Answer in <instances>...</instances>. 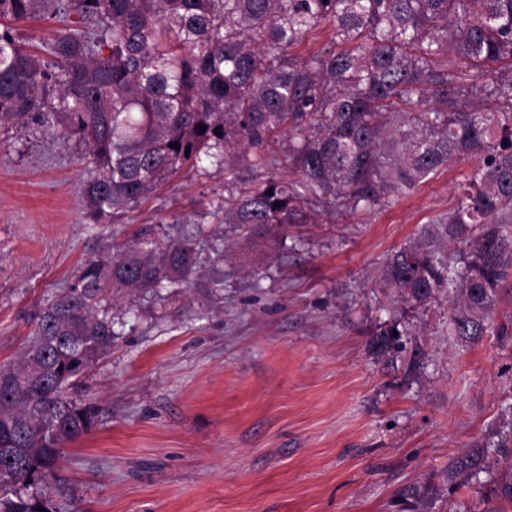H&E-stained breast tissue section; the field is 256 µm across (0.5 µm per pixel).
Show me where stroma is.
Returning a JSON list of instances; mask_svg holds the SVG:
<instances>
[{
    "instance_id": "stroma-1",
    "label": "stroma",
    "mask_w": 512,
    "mask_h": 512,
    "mask_svg": "<svg viewBox=\"0 0 512 512\" xmlns=\"http://www.w3.org/2000/svg\"><path fill=\"white\" fill-rule=\"evenodd\" d=\"M474 165L220 258L237 236L206 205L223 173L180 175L96 224L79 144L0 128V365L107 245L145 229L160 244L194 237L199 256L192 287L114 295L112 348L77 388L97 417L59 461L60 512H506L496 443L512 432V335L462 341L451 296L403 303L382 281L388 255L456 206ZM392 319L403 349L377 354L370 335ZM478 442L483 471L451 476Z\"/></svg>"
}]
</instances>
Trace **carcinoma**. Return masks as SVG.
Masks as SVG:
<instances>
[{
	"mask_svg": "<svg viewBox=\"0 0 512 512\" xmlns=\"http://www.w3.org/2000/svg\"><path fill=\"white\" fill-rule=\"evenodd\" d=\"M60 14L37 47L10 26ZM324 25L329 47L294 54ZM2 126L79 143L97 224L184 170L224 173L214 211L238 230L226 251L317 211L389 206L476 157L458 205L395 251L383 280L405 302L457 294L451 334L477 341L512 269V0H0ZM196 278L191 240L161 247L143 232L37 314L29 349L0 365V512H50L61 448L94 425L75 388L112 348V293ZM400 336L391 320L369 345L390 353ZM497 447L496 495L512 504V434ZM482 467L479 443L451 464Z\"/></svg>",
	"mask_w": 512,
	"mask_h": 512,
	"instance_id": "carcinoma-1",
	"label": "carcinoma"
}]
</instances>
